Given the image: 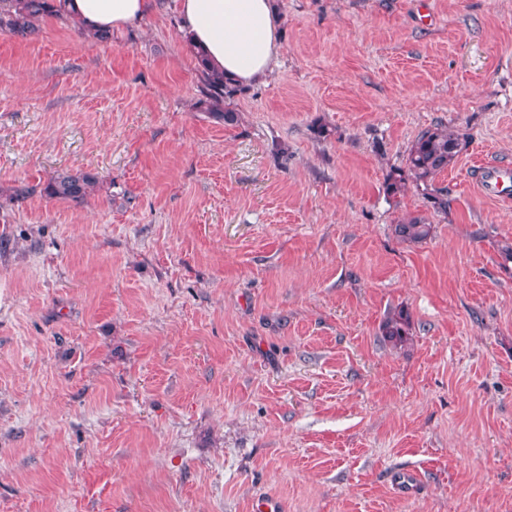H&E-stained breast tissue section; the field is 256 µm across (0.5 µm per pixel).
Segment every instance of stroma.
<instances>
[{
	"mask_svg": "<svg viewBox=\"0 0 512 512\" xmlns=\"http://www.w3.org/2000/svg\"><path fill=\"white\" fill-rule=\"evenodd\" d=\"M274 5L230 123L178 0L0 32V512H512V201L471 181L512 163V0ZM438 125L444 213L386 190ZM155 1L68 0L66 10L79 28L88 34L93 33L94 39L107 42L112 35L102 30H119L135 25L155 9ZM97 183L98 176L92 172H64L48 181L42 191L48 199L83 201ZM432 229L429 218L417 213L408 215L395 224L394 233L405 242L421 243L431 237ZM409 326V319L407 315L399 311L397 314L387 317L382 325L383 336H386L390 341L395 344H401L405 341V336L408 335L407 328Z\"/></svg>",
	"mask_w": 512,
	"mask_h": 512,
	"instance_id": "obj_1",
	"label": "stroma"
}]
</instances>
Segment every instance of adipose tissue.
I'll use <instances>...</instances> for the list:
<instances>
[{"label":"adipose tissue","instance_id":"adipose-tissue-1","mask_svg":"<svg viewBox=\"0 0 512 512\" xmlns=\"http://www.w3.org/2000/svg\"><path fill=\"white\" fill-rule=\"evenodd\" d=\"M155 0H68L71 20L86 33L135 25ZM184 37L209 68L241 83L266 78L281 45L271 0H180Z\"/></svg>","mask_w":512,"mask_h":512}]
</instances>
